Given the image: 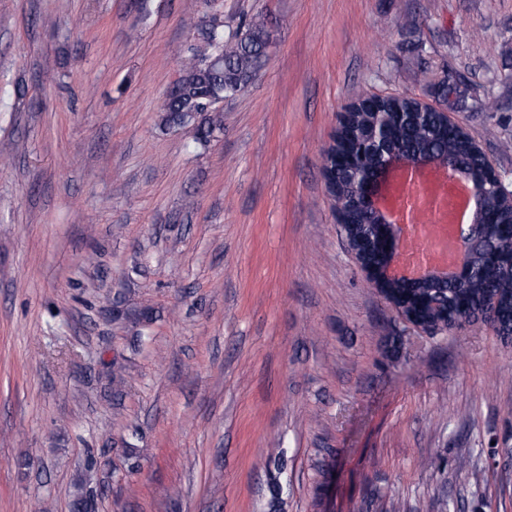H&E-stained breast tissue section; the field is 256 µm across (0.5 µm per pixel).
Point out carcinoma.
I'll return each instance as SVG.
<instances>
[{
	"label": "carcinoma",
	"instance_id": "1",
	"mask_svg": "<svg viewBox=\"0 0 512 512\" xmlns=\"http://www.w3.org/2000/svg\"><path fill=\"white\" fill-rule=\"evenodd\" d=\"M216 29L215 43L211 49L221 56L216 66L205 67L200 56L188 57L167 94L161 109V125L184 128L193 134L194 141L207 145L224 125L223 115L218 113L200 118L206 106L214 99L232 98L244 91L256 78L264 65L269 47V36L265 26L251 22L234 31L225 32L224 26L204 23L202 32ZM379 111L410 112L412 116L404 124L393 127L390 147L414 158L436 154L446 158H465L469 163L471 181L483 192L487 210L498 216V223L488 225L477 245L475 268L477 274L463 284H423L411 288L391 285L398 304L406 313L435 323L437 316L427 309V301L439 297L452 310L462 304L468 310L460 312L464 320L471 319L479 310L488 316L492 325L507 326L512 323V283L503 279L500 264L488 258L495 254L500 258L512 257V208L509 207L505 191L498 182L489 177L481 160L470 153L468 144L456 130L444 122L437 112L424 114L415 112L409 98H390L379 106ZM79 505L82 512H96V499L87 478H78L73 486L70 506Z\"/></svg>",
	"mask_w": 512,
	"mask_h": 512
}]
</instances>
